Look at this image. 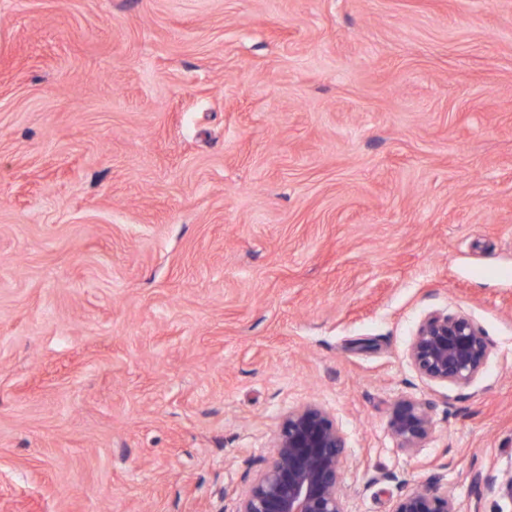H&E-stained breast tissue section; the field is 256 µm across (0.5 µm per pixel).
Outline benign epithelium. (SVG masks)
<instances>
[{
    "instance_id": "7a95c632",
    "label": "benign epithelium",
    "mask_w": 512,
    "mask_h": 512,
    "mask_svg": "<svg viewBox=\"0 0 512 512\" xmlns=\"http://www.w3.org/2000/svg\"><path fill=\"white\" fill-rule=\"evenodd\" d=\"M486 336L464 314L432 312L418 325L408 349L415 371L435 382L466 387L484 368ZM387 426L398 447L419 448L431 434L429 405L410 398L395 401ZM266 466L238 499L234 512H347L341 493L346 437L323 407L309 403L283 417ZM476 485L497 488L512 503V471L476 472ZM391 512H460L448 485L436 476L400 495Z\"/></svg>"
}]
</instances>
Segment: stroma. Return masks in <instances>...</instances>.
<instances>
[{
	"mask_svg": "<svg viewBox=\"0 0 512 512\" xmlns=\"http://www.w3.org/2000/svg\"><path fill=\"white\" fill-rule=\"evenodd\" d=\"M308 403L348 512H512V0H0V512H232ZM486 336L464 314L432 312L418 325L408 349L415 371L435 382L466 387L484 368ZM387 426L399 448H420L433 427L429 405L410 398L396 400L390 408ZM472 480L475 485H488L497 488L499 495L512 503V471L495 473L492 470L477 471ZM391 512H460L448 485L436 476L420 487L400 495Z\"/></svg>",
	"mask_w": 512,
	"mask_h": 512,
	"instance_id": "35a3bbf8",
	"label": "stroma"
}]
</instances>
